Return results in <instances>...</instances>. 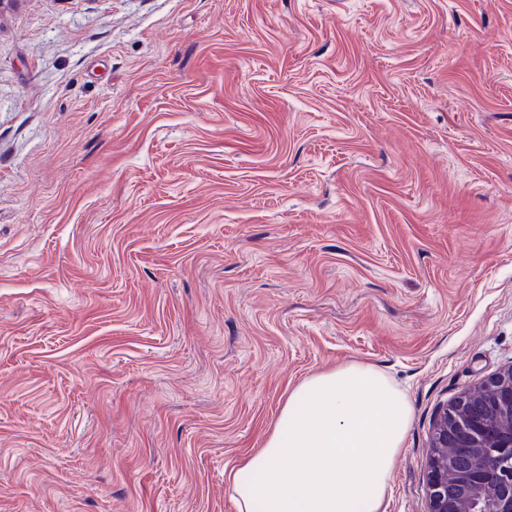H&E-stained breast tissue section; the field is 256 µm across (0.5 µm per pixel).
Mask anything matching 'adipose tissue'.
Instances as JSON below:
<instances>
[{
    "mask_svg": "<svg viewBox=\"0 0 512 512\" xmlns=\"http://www.w3.org/2000/svg\"><path fill=\"white\" fill-rule=\"evenodd\" d=\"M412 420L379 368L349 363L288 394L261 448L227 475L237 512H387Z\"/></svg>",
    "mask_w": 512,
    "mask_h": 512,
    "instance_id": "adipose-tissue-1",
    "label": "adipose tissue"
}]
</instances>
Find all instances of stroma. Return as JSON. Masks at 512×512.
<instances>
[{"instance_id":"stroma-1","label":"stroma","mask_w":512,"mask_h":512,"mask_svg":"<svg viewBox=\"0 0 512 512\" xmlns=\"http://www.w3.org/2000/svg\"><path fill=\"white\" fill-rule=\"evenodd\" d=\"M412 422L512 365V0L0 8V512H236L350 362Z\"/></svg>"}]
</instances>
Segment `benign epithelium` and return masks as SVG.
Returning <instances> with one entry per match:
<instances>
[{"instance_id": "benign-epithelium-1", "label": "benign epithelium", "mask_w": 512, "mask_h": 512, "mask_svg": "<svg viewBox=\"0 0 512 512\" xmlns=\"http://www.w3.org/2000/svg\"><path fill=\"white\" fill-rule=\"evenodd\" d=\"M484 395L512 414V368L438 412L426 461L427 512H479V496L486 491L494 493L490 512H512V433L502 435L486 423ZM447 448L468 449L461 458L467 465L461 496L448 494V457L441 453Z\"/></svg>"}]
</instances>
